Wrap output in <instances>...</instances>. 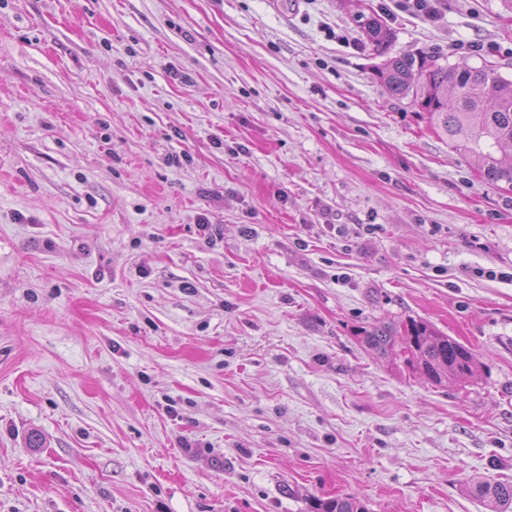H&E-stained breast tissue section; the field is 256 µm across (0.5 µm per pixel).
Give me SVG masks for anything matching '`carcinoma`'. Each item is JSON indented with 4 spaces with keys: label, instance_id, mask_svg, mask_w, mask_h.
I'll list each match as a JSON object with an SVG mask.
<instances>
[{
    "label": "carcinoma",
    "instance_id": "1",
    "mask_svg": "<svg viewBox=\"0 0 512 512\" xmlns=\"http://www.w3.org/2000/svg\"><path fill=\"white\" fill-rule=\"evenodd\" d=\"M357 27L378 51H385L393 32L363 0H355ZM386 91L408 99L448 137V146L471 153L491 183L512 184V79L490 61L453 66L435 56H394L376 69ZM362 342L381 357L401 359L408 369L433 384L465 381L477 368L472 349L423 321L406 325H376L364 331ZM473 493L493 512L512 509V481L479 482ZM316 512H366L351 497L317 502Z\"/></svg>",
    "mask_w": 512,
    "mask_h": 512
}]
</instances>
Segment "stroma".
<instances>
[{"mask_svg": "<svg viewBox=\"0 0 512 512\" xmlns=\"http://www.w3.org/2000/svg\"><path fill=\"white\" fill-rule=\"evenodd\" d=\"M366 2L387 54L512 79L502 0ZM354 13L0 0V512H490L512 185L385 91ZM412 319L477 373L433 385L360 340ZM318 512H366V507L361 502L351 497L329 498L317 502Z\"/></svg>", "mask_w": 512, "mask_h": 512, "instance_id": "obj_1", "label": "stroma"}]
</instances>
